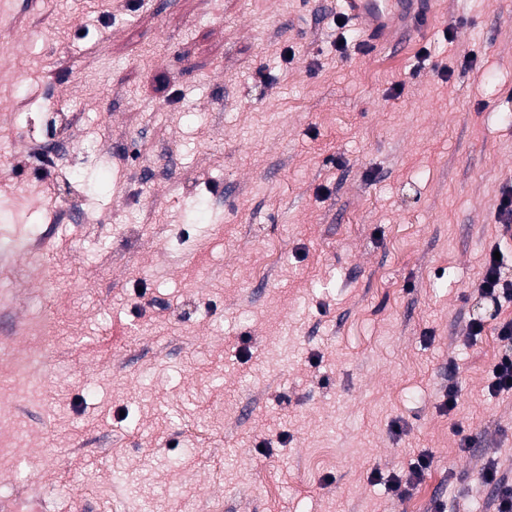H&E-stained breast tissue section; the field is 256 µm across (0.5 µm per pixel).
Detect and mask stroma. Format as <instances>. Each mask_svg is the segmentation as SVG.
Returning <instances> with one entry per match:
<instances>
[{
    "label": "stroma",
    "mask_w": 512,
    "mask_h": 512,
    "mask_svg": "<svg viewBox=\"0 0 512 512\" xmlns=\"http://www.w3.org/2000/svg\"><path fill=\"white\" fill-rule=\"evenodd\" d=\"M430 2L0 0V512H491L512 0ZM424 0H340L341 13L361 27V43L370 48L386 47L394 38L396 27L382 25L392 18L405 17L404 24L410 32L422 33L429 25L428 12L416 13ZM416 13V14H415ZM500 253V252H499ZM500 260L494 258V252L486 262L485 272L480 282L479 294L493 302H500V298L512 299V279L503 271L504 256ZM430 464L431 461L429 456H420L417 463L409 471V474L406 475L404 481L401 476H393V479L390 482V488L398 497H405L408 493V488L420 480L425 471L430 467Z\"/></svg>",
    "instance_id": "1"
}]
</instances>
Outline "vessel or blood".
Returning <instances> with one entry per match:
<instances>
[{
  "label": "vessel or blood",
  "mask_w": 512,
  "mask_h": 512,
  "mask_svg": "<svg viewBox=\"0 0 512 512\" xmlns=\"http://www.w3.org/2000/svg\"><path fill=\"white\" fill-rule=\"evenodd\" d=\"M421 3L422 0H340V9L361 27L364 45L383 48L394 38V31L388 26L390 19L404 18L419 33L428 27V13L421 10Z\"/></svg>",
  "instance_id": "b4317fda"
}]
</instances>
